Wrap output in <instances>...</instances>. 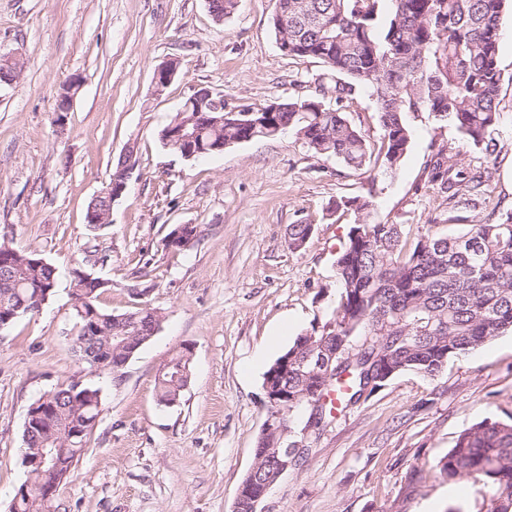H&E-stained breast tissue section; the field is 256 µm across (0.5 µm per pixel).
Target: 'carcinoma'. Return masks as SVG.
Segmentation results:
<instances>
[{"mask_svg":"<svg viewBox=\"0 0 512 512\" xmlns=\"http://www.w3.org/2000/svg\"><path fill=\"white\" fill-rule=\"evenodd\" d=\"M237 0H210L219 22L234 13ZM512 0H275L271 19L275 40L288 44L286 55L316 60L324 82L309 95L275 100L256 110L260 126L224 122V108L196 111L188 97L161 130L166 141L182 126L196 133V149L216 153L227 142L237 145L271 137V129L294 132L317 157L335 158L357 172L378 168L392 174L411 146L408 112H426L442 126H452L461 144L432 146L426 161L424 188L448 195V216L429 221L413 242L403 225L371 219L372 196L344 197L336 209L356 219L336 258L338 296L332 317L319 329L302 334L283 352L293 358L279 384L288 393L310 392L320 398L338 393L343 407L364 397L369 370L383 386L398 374L415 371L438 376L452 357L467 354L512 332V210H492L471 218L458 214L457 198L473 206L490 193L488 168L463 162L469 148L489 159L499 151L494 137L499 123L504 81L499 64L501 19ZM365 90L374 100L381 127L372 145L347 116L354 95ZM335 99V104L328 99ZM470 221L459 235L434 231L440 225ZM313 231L311 224H291L288 248L301 250ZM56 288V271L40 263L33 251L0 242V306L8 303L21 315L40 311ZM107 282L98 278L72 280L80 308L96 316H77L74 344L80 357L100 353L106 345L126 343L137 351L160 327L155 309L138 307L120 314L99 306ZM384 331L385 345L364 348L370 336ZM340 358L355 351V360L339 367L329 380L309 375L299 365L314 348ZM157 379L160 399L179 397L190 379L191 362L182 352ZM59 409L63 433L54 448L74 467L87 450L89 436L102 412L99 389L63 382L47 391ZM268 451L242 482H264L276 470ZM450 480L482 478L489 494L488 512H512V422L486 418L463 430L448 454L437 463ZM10 512H50L23 494Z\"/></svg>","mask_w":512,"mask_h":512,"instance_id":"1","label":"carcinoma"}]
</instances>
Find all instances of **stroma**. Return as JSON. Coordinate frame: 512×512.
I'll return each mask as SVG.
<instances>
[{
  "label": "stroma",
  "mask_w": 512,
  "mask_h": 512,
  "mask_svg": "<svg viewBox=\"0 0 512 512\" xmlns=\"http://www.w3.org/2000/svg\"><path fill=\"white\" fill-rule=\"evenodd\" d=\"M274 0H239L215 22L208 0H0V54L24 62L0 85V236L57 271L53 297L0 330V512L25 482L29 406L72 379L98 387L103 412L88 450L53 501L55 512H234L266 419L263 378L295 338L331 318L336 257L353 215L343 196L369 195L374 220L407 236L448 206L425 189L432 144L458 143L451 127L410 112L409 152L396 173L369 178L319 158L291 132L186 159L160 130L200 87L227 111L312 92L323 71L280 51ZM179 72L156 92L155 69ZM501 153L483 212L512 208V14L502 19ZM81 85L65 123L63 83ZM136 166L111 224L90 231L85 212L127 147ZM312 225L305 247L288 227ZM194 224L186 248L166 247ZM106 280L102 308L146 305L161 328L120 371H91L72 338L78 326L71 271ZM140 295H131V288ZM193 351L179 404L160 402L155 379L182 347ZM491 418L512 419V333L449 360L436 378L407 371L333 413L305 455L271 488L266 512H486L478 479L436 469L458 435Z\"/></svg>",
  "instance_id": "35a3bbf8"
}]
</instances>
